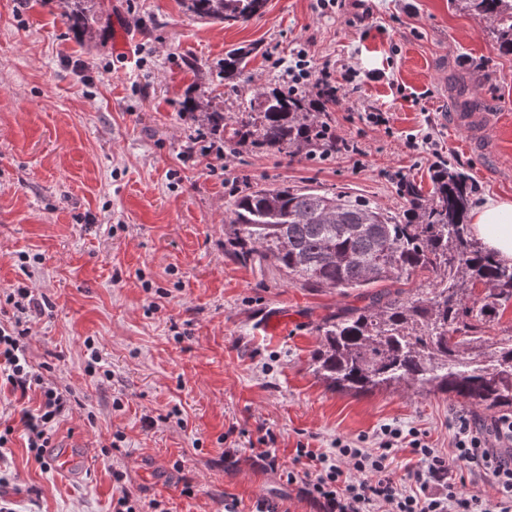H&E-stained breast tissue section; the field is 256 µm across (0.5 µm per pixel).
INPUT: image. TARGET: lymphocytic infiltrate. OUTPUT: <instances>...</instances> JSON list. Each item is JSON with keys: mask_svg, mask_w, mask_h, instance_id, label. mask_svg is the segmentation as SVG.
<instances>
[{"mask_svg": "<svg viewBox=\"0 0 512 512\" xmlns=\"http://www.w3.org/2000/svg\"><path fill=\"white\" fill-rule=\"evenodd\" d=\"M289 94L302 93L313 99L337 104L344 85L357 77L355 70L335 75L329 66L315 67L306 49L297 50L289 60H276ZM12 307V326L0 324V380L20 393L37 391L42 397L39 414L23 413L28 431L27 446L41 451L58 418L69 409V398L49 385L36 371L26 354L23 325L38 303L29 289L17 288L7 294ZM408 442L417 459L406 477L396 478L391 468L394 445ZM334 455L299 445L301 470L283 468L274 449L255 453L256 464L281 473L287 484L299 485L301 492L318 502L322 512H512V416L503 415L490 426H478L468 418L457 422L451 456H442L417 432L397 426H383L377 445L367 448L344 439L334 442ZM484 476L495 490V503L464 496L456 483V473Z\"/></svg>", "mask_w": 512, "mask_h": 512, "instance_id": "f902f5d3", "label": "lymphocytic infiltrate"}]
</instances>
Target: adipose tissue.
<instances>
[{"label":"adipose tissue","mask_w":512,"mask_h":512,"mask_svg":"<svg viewBox=\"0 0 512 512\" xmlns=\"http://www.w3.org/2000/svg\"><path fill=\"white\" fill-rule=\"evenodd\" d=\"M471 226L489 251L512 263V200L486 198L472 211Z\"/></svg>","instance_id":"1"}]
</instances>
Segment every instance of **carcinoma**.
<instances>
[{
  "mask_svg": "<svg viewBox=\"0 0 512 512\" xmlns=\"http://www.w3.org/2000/svg\"><path fill=\"white\" fill-rule=\"evenodd\" d=\"M83 42L100 37L91 0H53ZM491 22L498 51L512 55V0H466ZM208 22L247 23L266 0H183ZM256 47L224 53V78L242 74ZM186 110L200 113L212 140L233 147L248 140L289 158L316 150L310 100L273 89L241 120L226 122L196 89ZM432 189L402 184L408 208L392 215L375 203L310 188L254 187L232 201L224 251L260 268L273 265L309 288L346 293L416 271L432 276L426 293H375L362 308L345 309L320 327L315 373L342 393L391 387L439 392L488 411H512V337L488 343L477 335L512 303V265L471 237L467 217L475 187L444 166ZM484 296L474 294L477 285Z\"/></svg>",
  "mask_w": 512,
  "mask_h": 512,
  "instance_id": "cac0c4a2",
  "label": "carcinoma"
}]
</instances>
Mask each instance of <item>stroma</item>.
Listing matches in <instances>:
<instances>
[{
  "mask_svg": "<svg viewBox=\"0 0 512 512\" xmlns=\"http://www.w3.org/2000/svg\"><path fill=\"white\" fill-rule=\"evenodd\" d=\"M367 5L356 22L348 9L321 14L317 0H267L262 16L230 26L197 19L182 0H96L97 15L125 28L117 57L111 29L82 42L52 0H0V301L33 291L42 310L27 355L70 399L37 458L20 411H37L40 394L0 386V501L13 512H113L124 486L157 512L230 502L255 512L262 501L319 512L253 464L259 437L273 433L292 468L298 444L329 453L336 438L370 441L385 424L448 455L459 415L493 420L417 389L332 391L314 372L318 327L363 298L224 252L230 204L256 184L341 191L398 214L400 179L430 191L439 154L471 179L474 203L512 199V56L489 21L457 0ZM250 44L242 74L217 77L225 51ZM302 48L314 65L359 71L327 115L360 155L317 163L248 143L188 153L201 126L182 110L189 90L208 87L226 119L240 118L249 98L280 85L272 59ZM463 96L493 115V157L448 125ZM375 109L389 127L363 121ZM412 137L431 145L409 148ZM274 311L283 330L263 324ZM88 339L102 357L92 373ZM119 431L126 440L111 449ZM69 446L83 451L72 478L49 462Z\"/></svg>",
  "mask_w": 512,
  "mask_h": 512,
  "instance_id": "1",
  "label": "stroma"
}]
</instances>
